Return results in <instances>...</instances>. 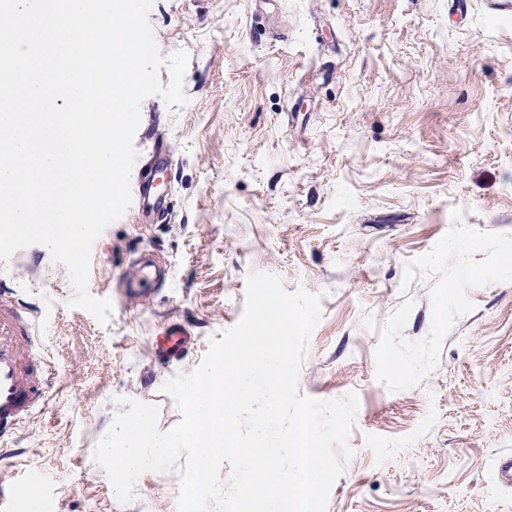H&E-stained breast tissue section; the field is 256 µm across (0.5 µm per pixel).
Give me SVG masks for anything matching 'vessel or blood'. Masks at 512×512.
<instances>
[{"label": "vessel or blood", "mask_w": 512, "mask_h": 512, "mask_svg": "<svg viewBox=\"0 0 512 512\" xmlns=\"http://www.w3.org/2000/svg\"><path fill=\"white\" fill-rule=\"evenodd\" d=\"M36 339L30 321L8 298L0 299V441L42 397L48 367L29 348Z\"/></svg>", "instance_id": "b4317fda"}]
</instances>
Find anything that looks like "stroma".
<instances>
[{"label": "stroma", "mask_w": 512, "mask_h": 512, "mask_svg": "<svg viewBox=\"0 0 512 512\" xmlns=\"http://www.w3.org/2000/svg\"><path fill=\"white\" fill-rule=\"evenodd\" d=\"M154 0L163 60L189 59L184 104L141 105L132 177L165 145L162 217L131 202L92 245L87 291L99 323L72 307L66 266L42 246L0 261V282L32 315L50 369L44 400L0 445L6 512H177L180 469L142 473L121 503L94 452L118 398L181 418L163 388L192 373L240 320L247 278L321 295L301 394L356 395L352 456L327 512H512L494 477L512 454V282L471 287L474 309L444 339L436 369L392 391L376 348L413 300L403 334L426 336L430 280L403 286L462 208L465 226L512 234V16L468 0ZM150 258L161 280L136 296L119 281ZM189 344L161 356L168 323Z\"/></svg>", "instance_id": "obj_1"}]
</instances>
